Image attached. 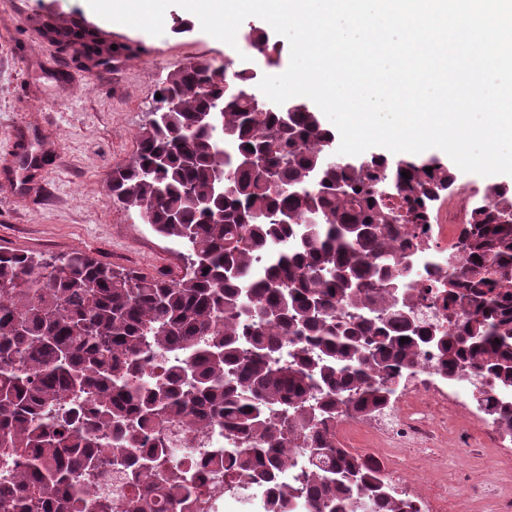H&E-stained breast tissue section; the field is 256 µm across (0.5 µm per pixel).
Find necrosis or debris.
I'll return each instance as SVG.
<instances>
[{
    "label": "necrosis or debris",
    "mask_w": 512,
    "mask_h": 512,
    "mask_svg": "<svg viewBox=\"0 0 512 512\" xmlns=\"http://www.w3.org/2000/svg\"><path fill=\"white\" fill-rule=\"evenodd\" d=\"M477 194L474 184L456 183L447 202L437 207L433 223L411 224L406 229L408 238L425 243L424 249L405 250L400 256L410 284L425 295L415 312L417 322L424 328L441 332L448 328V312L444 304L448 280L453 274L448 266V255L455 250L470 221V213L478 201ZM419 360L421 366L415 381L430 391L429 401L397 398L372 416L341 419L336 423L337 432L349 442L370 446V458L378 465L400 460L411 451H432L438 439L458 428L461 414L469 408L473 387L468 373H460L452 379L439 375L434 352L428 347L422 349ZM155 436L189 466L204 458L208 449L231 445L224 435L192 433L181 422L171 420L158 423ZM227 482L224 476L209 481L207 493L212 504L203 512H267L265 492L241 495L230 489Z\"/></svg>",
    "instance_id": "4bbe7bcc"
}]
</instances>
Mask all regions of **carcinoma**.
Returning <instances> with one entry per match:
<instances>
[{"label":"carcinoma","mask_w":512,"mask_h":512,"mask_svg":"<svg viewBox=\"0 0 512 512\" xmlns=\"http://www.w3.org/2000/svg\"><path fill=\"white\" fill-rule=\"evenodd\" d=\"M53 34L64 48L83 38ZM253 34L251 61L234 72L203 60L159 82L135 156L109 179L113 201L152 206L154 231L184 247L181 275L81 251L0 249V512H112L78 477L115 452L135 490L125 512L202 507L194 471L150 443L161 420L236 439L210 449L207 466L243 478L244 492L267 491L271 512H419L381 469L336 445V419L384 409L426 343L439 373L466 368L512 386V188L480 191L448 280L456 320L430 335L393 264L422 246L403 238L396 211L432 223L456 174L420 158L330 164L336 133L313 108L254 111L274 46ZM226 81L242 94L225 93ZM215 107L217 121L200 122ZM383 179L398 201L374 192ZM483 401L511 436L512 406ZM300 455L295 484H280Z\"/></svg>","instance_id":"1"}]
</instances>
